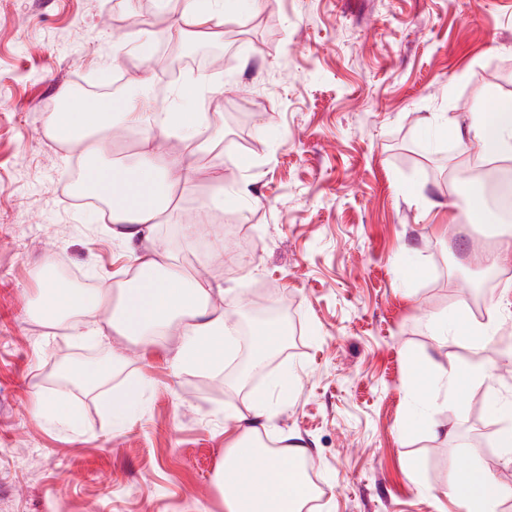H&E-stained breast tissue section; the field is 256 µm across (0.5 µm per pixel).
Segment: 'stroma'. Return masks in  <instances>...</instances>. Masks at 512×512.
Wrapping results in <instances>:
<instances>
[{"label": "stroma", "instance_id": "obj_1", "mask_svg": "<svg viewBox=\"0 0 512 512\" xmlns=\"http://www.w3.org/2000/svg\"><path fill=\"white\" fill-rule=\"evenodd\" d=\"M180 9L179 0L162 10L156 0H0V512H225L215 481L224 450L285 371L292 387L263 440L306 445L321 490L314 512H450L446 486L461 457L512 487L485 386L431 407L449 437L412 427L408 390L412 363L470 354L438 345L425 318L485 279L474 257L494 240L449 224L448 184L469 191L474 165L437 128L446 118L466 125L486 88L512 100V0H262L225 24L224 59L164 85L158 71L180 50L165 31ZM139 29L160 45L147 68L123 47ZM118 74L124 92L161 86L171 103L199 76L211 86L205 102L183 106L217 114L213 149L191 156L198 182L154 243L184 273L222 282L217 304L236 312L275 296L296 318L247 379L238 351L228 367L178 370V337L147 349L121 336L101 344L30 315L49 252L94 284L130 265L100 210L72 199L79 156L43 132L59 88H106ZM219 158L247 194L220 193ZM428 201L436 214L425 220ZM184 224L202 225L207 248L182 242ZM498 274L467 313L494 322L483 357L498 368L494 387L512 395L501 356L512 313L499 310L512 266ZM115 350L113 384L147 382L125 427H112L95 388L72 393L80 431L33 414L35 392L58 390L57 362Z\"/></svg>", "mask_w": 512, "mask_h": 512}]
</instances>
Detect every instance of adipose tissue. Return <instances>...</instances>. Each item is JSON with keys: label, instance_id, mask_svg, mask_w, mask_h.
Masks as SVG:
<instances>
[{"label": "adipose tissue", "instance_id": "ef3b65f1", "mask_svg": "<svg viewBox=\"0 0 512 512\" xmlns=\"http://www.w3.org/2000/svg\"><path fill=\"white\" fill-rule=\"evenodd\" d=\"M259 6L260 0H185L167 36L181 42L207 34ZM214 123V116L203 118L196 112H154L142 94L116 97L105 112L66 108L47 113L46 131L71 151L90 157L83 183L98 199L111 203L110 233L127 248L135 276L127 282L105 280L94 288H72L56 278L43 280L32 309L35 318L67 324L77 336L101 340L124 336L145 348L173 335L180 339L172 357L175 368L217 367L222 347L234 343L238 334L234 312L214 302L223 294V284L177 273L165 251L147 245L175 201L195 181L198 170L187 163L185 154L210 151ZM118 129L140 134L136 154L122 165L110 159ZM442 132L451 135L466 156L480 161L511 159L512 102L487 88L467 127L451 125ZM170 137L181 140L183 150H165L162 141ZM427 324L442 340L468 344L473 355L448 368L433 361L412 365L414 400L425 404L440 397L461 400L472 386L491 380L493 368L481 357L494 334L491 325L469 322L458 309L441 319H428ZM145 389L139 379L103 394L101 406L113 426L131 420ZM278 411L269 401L259 402L254 419L244 421L224 456L218 484L228 512H300L308 495L301 470L304 446L292 445L273 456L261 444L258 419ZM448 498L456 512H502L503 504L512 499V489L485 467L470 464L451 469Z\"/></svg>", "mask_w": 512, "mask_h": 512}]
</instances>
